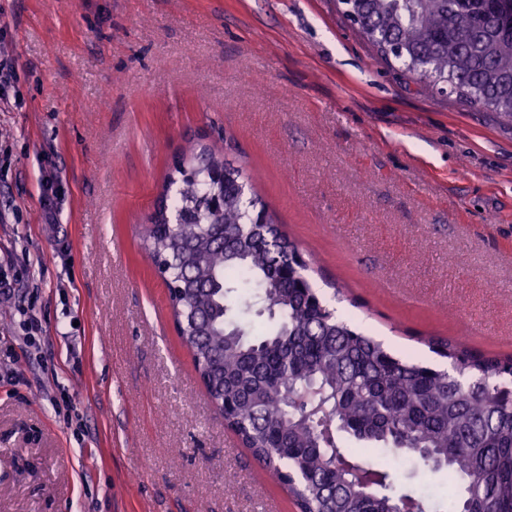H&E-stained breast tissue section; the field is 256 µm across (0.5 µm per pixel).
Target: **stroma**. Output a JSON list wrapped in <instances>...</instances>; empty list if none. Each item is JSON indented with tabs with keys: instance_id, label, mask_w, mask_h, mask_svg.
Masks as SVG:
<instances>
[{
	"instance_id": "1",
	"label": "stroma",
	"mask_w": 512,
	"mask_h": 512,
	"mask_svg": "<svg viewBox=\"0 0 512 512\" xmlns=\"http://www.w3.org/2000/svg\"><path fill=\"white\" fill-rule=\"evenodd\" d=\"M0 53V512H298L141 249L200 141L389 351L512 356V121L381 61L337 0H0Z\"/></svg>"
}]
</instances>
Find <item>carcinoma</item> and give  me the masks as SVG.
<instances>
[{
	"instance_id": "obj_1",
	"label": "carcinoma",
	"mask_w": 512,
	"mask_h": 512,
	"mask_svg": "<svg viewBox=\"0 0 512 512\" xmlns=\"http://www.w3.org/2000/svg\"><path fill=\"white\" fill-rule=\"evenodd\" d=\"M426 88L512 120V0H340ZM241 168L199 144L174 159L144 250L224 421L300 512H512V357L447 340L435 369L336 314ZM271 330L253 335L252 316ZM317 390L306 405L300 394ZM389 451L448 470V495L396 492Z\"/></svg>"
}]
</instances>
